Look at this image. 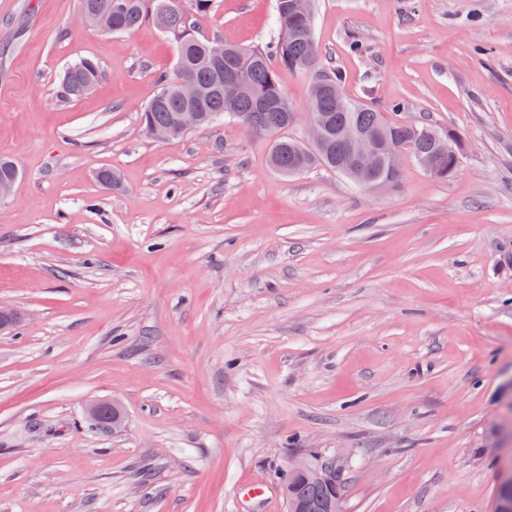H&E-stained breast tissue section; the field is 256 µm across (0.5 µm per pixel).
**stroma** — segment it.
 <instances>
[{"mask_svg":"<svg viewBox=\"0 0 512 512\" xmlns=\"http://www.w3.org/2000/svg\"><path fill=\"white\" fill-rule=\"evenodd\" d=\"M221 0L197 36L275 33ZM343 89L455 130L374 195L287 179L229 119L162 142L140 113L170 40L102 34L79 0H0V512H286L293 454L334 463L340 512H496L512 473V0H317ZM104 79L61 100L66 69ZM119 176L116 187L100 170ZM120 403L114 429L87 412ZM104 71L97 60L85 57L66 70L58 89V96L65 100L80 99L82 88L87 83H98Z\"/></svg>","mask_w":512,"mask_h":512,"instance_id":"35a3bbf8","label":"stroma"}]
</instances>
